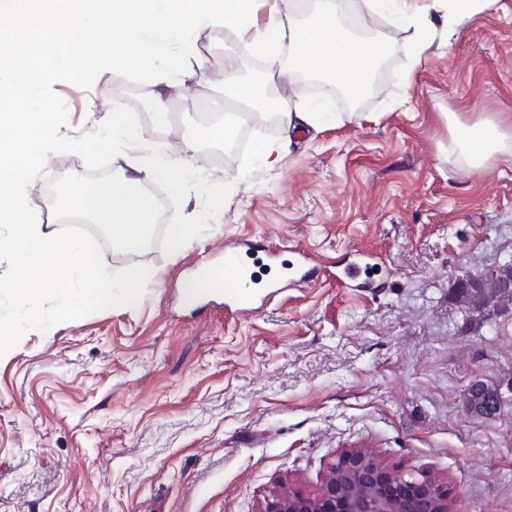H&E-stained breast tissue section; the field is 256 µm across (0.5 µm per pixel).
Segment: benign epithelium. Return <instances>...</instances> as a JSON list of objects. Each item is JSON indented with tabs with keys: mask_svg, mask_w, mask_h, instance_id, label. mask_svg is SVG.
<instances>
[{
	"mask_svg": "<svg viewBox=\"0 0 512 512\" xmlns=\"http://www.w3.org/2000/svg\"><path fill=\"white\" fill-rule=\"evenodd\" d=\"M262 512H448V487L348 448L314 492L288 489L267 500Z\"/></svg>",
	"mask_w": 512,
	"mask_h": 512,
	"instance_id": "benign-epithelium-1",
	"label": "benign epithelium"
}]
</instances>
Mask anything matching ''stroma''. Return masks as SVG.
Returning a JSON list of instances; mask_svg holds the SVG:
<instances>
[{
	"instance_id": "35a3bbf8",
	"label": "stroma",
	"mask_w": 512,
	"mask_h": 512,
	"mask_svg": "<svg viewBox=\"0 0 512 512\" xmlns=\"http://www.w3.org/2000/svg\"><path fill=\"white\" fill-rule=\"evenodd\" d=\"M350 6L342 28L395 41L381 83L358 111L322 96L335 124L296 134L271 165L256 143L280 126L225 127L238 99L223 75L162 109L117 44L120 66L98 83L74 75L27 98L60 116L25 176L29 210L113 284L139 266L159 281L137 307L115 298L70 314L76 271L32 317L18 228L0 223V512H260L282 488L313 490L346 448L428 472L448 486L449 512H512V303L480 324L451 297L457 277L512 261V151L473 168L451 141L457 124L512 129V0L463 14L439 0L418 57L412 31ZM195 50L275 96L297 79L285 45L273 67L236 32ZM121 112L138 132L124 151L201 155L176 171L167 222L135 251L70 221L78 187L117 170ZM176 223L192 228L177 257ZM228 245L270 300L239 311L220 288L187 296L188 282L223 272ZM475 382L502 387L495 414L468 412Z\"/></svg>"
}]
</instances>
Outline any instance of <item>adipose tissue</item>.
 <instances>
[{
	"label": "adipose tissue",
	"instance_id": "1",
	"mask_svg": "<svg viewBox=\"0 0 512 512\" xmlns=\"http://www.w3.org/2000/svg\"><path fill=\"white\" fill-rule=\"evenodd\" d=\"M135 0H0V20L11 21L7 47L0 49V83L30 93L54 80L59 68L44 59L45 48L32 38L34 28L58 33L72 40L70 70L89 82L112 66L105 40L91 36L92 26H104L113 43L126 47L140 68L157 86L156 102L165 105L172 89L184 86L203 71L220 72L224 83L237 96L276 110L282 135L259 143L263 157L281 154L302 130L320 131L334 121V114L317 111L300 101L284 97L265 99L260 88L236 84L222 57H188L200 31L221 33L225 26L246 32L262 4H269L273 23L252 47L266 51L273 44H289L294 68L325 77L337 87L363 91L373 74V65L390 49L388 40L350 41L342 37L337 19L344 0H321L318 11L305 23L295 22L298 0H144V10L134 9ZM59 116L54 112H26L17 104L0 105V223L18 225V246L26 253L19 272L22 290L39 314L41 298L51 281L64 278L71 262L83 263L81 292L71 302L78 312L111 298L112 284L92 262L86 261L82 245L59 237L28 210L24 173L36 167L38 145L52 137ZM455 141L470 166H479L496 150L512 144V130L491 122L459 128ZM177 159L161 156L150 167L133 156L121 158L119 177L85 184L80 207L87 217L107 225L114 241L138 247L147 224L153 223L155 207L150 195L136 192L142 182L172 179Z\"/></svg>",
	"mask_w": 512,
	"mask_h": 512
}]
</instances>
